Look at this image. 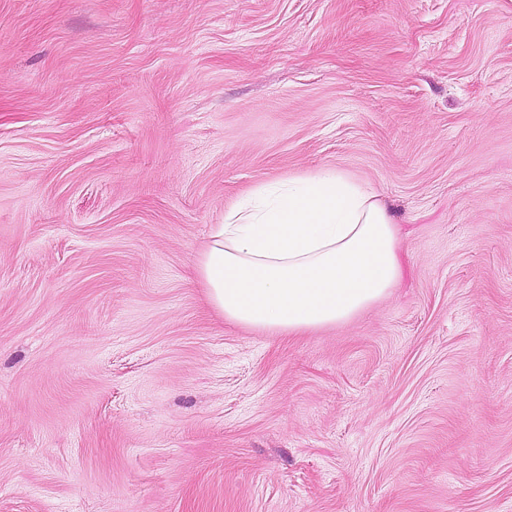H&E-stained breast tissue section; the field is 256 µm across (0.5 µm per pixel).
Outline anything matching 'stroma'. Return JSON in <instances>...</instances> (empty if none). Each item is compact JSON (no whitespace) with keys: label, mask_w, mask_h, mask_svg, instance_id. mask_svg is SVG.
Returning a JSON list of instances; mask_svg holds the SVG:
<instances>
[{"label":"stroma","mask_w":512,"mask_h":512,"mask_svg":"<svg viewBox=\"0 0 512 512\" xmlns=\"http://www.w3.org/2000/svg\"><path fill=\"white\" fill-rule=\"evenodd\" d=\"M320 170L401 278L225 321L211 225ZM0 512H512V0H0Z\"/></svg>","instance_id":"35a3bbf8"}]
</instances>
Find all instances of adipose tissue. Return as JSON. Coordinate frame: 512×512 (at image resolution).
Masks as SVG:
<instances>
[{"instance_id": "adipose-tissue-1", "label": "adipose tissue", "mask_w": 512, "mask_h": 512, "mask_svg": "<svg viewBox=\"0 0 512 512\" xmlns=\"http://www.w3.org/2000/svg\"><path fill=\"white\" fill-rule=\"evenodd\" d=\"M400 276L392 215L376 194L338 173L256 188L212 225L197 262L221 316L280 333L346 321Z\"/></svg>"}]
</instances>
